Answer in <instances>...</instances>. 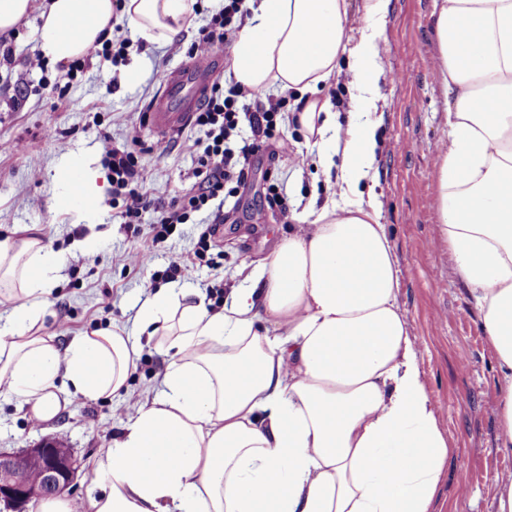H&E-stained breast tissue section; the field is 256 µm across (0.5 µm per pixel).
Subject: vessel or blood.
Listing matches in <instances>:
<instances>
[{
  "label": "vessel or blood",
  "mask_w": 512,
  "mask_h": 512,
  "mask_svg": "<svg viewBox=\"0 0 512 512\" xmlns=\"http://www.w3.org/2000/svg\"><path fill=\"white\" fill-rule=\"evenodd\" d=\"M220 68L219 55L211 52L192 56L168 73L148 111V123L158 138L169 139L191 124L194 113L209 96Z\"/></svg>",
  "instance_id": "vessel-or-blood-1"
}]
</instances>
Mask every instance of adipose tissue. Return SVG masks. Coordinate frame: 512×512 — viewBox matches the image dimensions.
<instances>
[{
	"label": "adipose tissue",
	"instance_id": "obj_1",
	"mask_svg": "<svg viewBox=\"0 0 512 512\" xmlns=\"http://www.w3.org/2000/svg\"><path fill=\"white\" fill-rule=\"evenodd\" d=\"M195 0H50L39 49L55 63L86 56L122 10L133 33L173 41ZM228 80L294 92L298 121L339 168V197L290 233L209 311L197 289L156 290L140 333L170 362L162 391L124 426L86 474L83 506L59 495L37 512H434L453 454L427 389L419 343L400 305L399 260L375 196L362 181L375 159L382 74L369 0L367 32L346 47L347 0H246ZM80 23L78 35L64 27ZM437 77L449 96L438 170L439 221L453 268L468 286L496 360L495 450L512 456V0H434ZM351 52L362 121L337 137L320 99ZM72 157L59 194L99 198V175ZM0 241V386L38 423L61 409L59 380L85 398L123 390L138 347L126 328L76 336L66 350L39 325L62 260L37 226Z\"/></svg>",
	"mask_w": 512,
	"mask_h": 512
}]
</instances>
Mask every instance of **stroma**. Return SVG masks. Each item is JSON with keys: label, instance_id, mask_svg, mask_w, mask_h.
<instances>
[{"label": "stroma", "instance_id": "stroma-1", "mask_svg": "<svg viewBox=\"0 0 512 512\" xmlns=\"http://www.w3.org/2000/svg\"><path fill=\"white\" fill-rule=\"evenodd\" d=\"M433 0H385L377 30L384 50L378 121V147L367 181L381 203L385 224L399 258L400 304L411 333L420 342L421 366L429 391L438 400L441 425L454 455L439 487L436 512H494L495 480L512 474V456L495 451L494 413L499 382L494 356L483 336L468 287L456 275L448 242L439 234L437 199L438 145L448 131L447 96L436 80ZM47 0H31L27 18L0 45V141H17L15 152L0 153V241L21 224L41 229L44 244L62 259L60 279L47 297L43 334L66 346L77 335L112 325L136 329L137 311L147 296L145 281L165 270L170 252H193L202 230L179 225L157 247L152 269L132 271L112 261L116 252L149 245L153 213H145L137 230H128L104 192L93 215L57 205L56 174L63 153L87 156L102 170L101 136L114 143L138 140L145 189L156 201L188 192L200 133L188 128L171 138L165 155L151 152L156 137L147 123L149 102L165 76L188 59L187 47L205 26L218 0H196L193 27L181 37L182 52L166 44L131 47L124 66L101 58L79 60L78 72L48 64L30 70L27 59L38 53L41 14ZM342 76L325 86L339 124L356 111L352 84L354 58L344 54ZM81 100L76 112L68 102ZM63 132L64 144L49 139L46 129ZM292 149L273 154L261 148L253 158L247 183L224 204V222L214 229L211 247L200 266L175 278V285L204 292L223 284L238 287L252 267L273 252L290 231L297 214L330 202L335 177L319 165L321 145L299 126H289ZM277 179L288 196L287 212L268 205L267 187ZM139 358L126 390L107 399L90 400L72 393L57 421L34 425L19 398L0 394V449L17 451L47 438L62 440L80 465L101 455L120 435L124 424L160 390L166 358L144 337H137Z\"/></svg>", "mask_w": 512, "mask_h": 512}]
</instances>
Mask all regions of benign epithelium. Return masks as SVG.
<instances>
[{
    "label": "benign epithelium",
    "mask_w": 512,
    "mask_h": 512,
    "mask_svg": "<svg viewBox=\"0 0 512 512\" xmlns=\"http://www.w3.org/2000/svg\"><path fill=\"white\" fill-rule=\"evenodd\" d=\"M77 460L70 449L53 440L33 448L0 451V503L11 512H26L33 500L67 491L73 485Z\"/></svg>",
    "instance_id": "obj_1"
}]
</instances>
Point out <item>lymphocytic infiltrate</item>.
I'll list each match as a JSON object with an SVG mask.
<instances>
[{"mask_svg": "<svg viewBox=\"0 0 512 512\" xmlns=\"http://www.w3.org/2000/svg\"><path fill=\"white\" fill-rule=\"evenodd\" d=\"M246 13L244 0H224L201 27L189 48L190 54H204L218 47L232 48ZM255 90L241 84L229 88L214 85L204 106L193 117V125L203 132V151L194 175V192L173 197L168 204L155 206L143 188L144 177L135 144L117 145L101 138L102 158L112 181V199L120 203L124 223H141L148 211H156L152 225L153 245L115 255L116 263L144 269L155 258L153 247L164 242L180 224L194 223L204 213L210 223L224 221V203L244 185L251 172V159L270 140L285 141L289 115L287 95L267 97L257 102Z\"/></svg>", "mask_w": 512, "mask_h": 512, "instance_id": "lymphocytic-infiltrate-1", "label": "lymphocytic infiltrate"}]
</instances>
